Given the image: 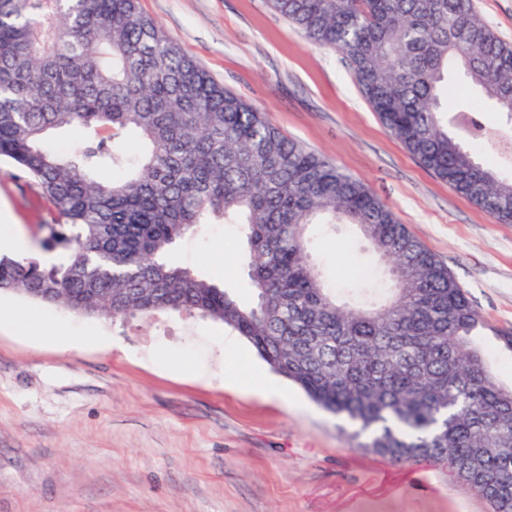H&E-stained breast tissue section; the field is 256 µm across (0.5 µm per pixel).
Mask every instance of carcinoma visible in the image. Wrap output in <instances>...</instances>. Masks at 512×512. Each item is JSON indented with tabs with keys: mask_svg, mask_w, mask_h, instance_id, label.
I'll return each instance as SVG.
<instances>
[{
	"mask_svg": "<svg viewBox=\"0 0 512 512\" xmlns=\"http://www.w3.org/2000/svg\"><path fill=\"white\" fill-rule=\"evenodd\" d=\"M305 39L347 56L367 101L426 169L512 224V154L480 162L448 132L450 86L478 91L512 125V46L472 0H269ZM81 132L60 157L47 133ZM135 132L146 150L115 148ZM0 158L47 204L50 267L0 255V291L114 319L181 312L219 321L365 447L448 468L493 512H512V387L473 336L461 284L366 186L224 88L137 0H0ZM121 169L111 181L99 169ZM239 224L254 291L165 259L209 217ZM310 224H351L387 264L384 299L350 304L306 254Z\"/></svg>",
	"mask_w": 512,
	"mask_h": 512,
	"instance_id": "carcinoma-1",
	"label": "carcinoma"
}]
</instances>
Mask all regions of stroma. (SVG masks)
I'll return each instance as SVG.
<instances>
[{
  "mask_svg": "<svg viewBox=\"0 0 512 512\" xmlns=\"http://www.w3.org/2000/svg\"><path fill=\"white\" fill-rule=\"evenodd\" d=\"M140 10L288 137L359 180L465 289L475 338L512 387V224L425 170L382 125L346 56L309 44L268 0H139ZM0 204L44 261L46 206L0 164ZM308 259L347 296L381 266L355 227L309 226ZM174 263L253 300L242 228L211 217ZM75 336L63 347L37 327ZM178 312L81 317L0 293V512H491L428 462L362 448L345 418L311 401L245 338ZM238 366L252 390L226 384ZM276 383L279 396L265 394Z\"/></svg>",
  "mask_w": 512,
  "mask_h": 512,
  "instance_id": "35a3bbf8",
  "label": "stroma"
}]
</instances>
